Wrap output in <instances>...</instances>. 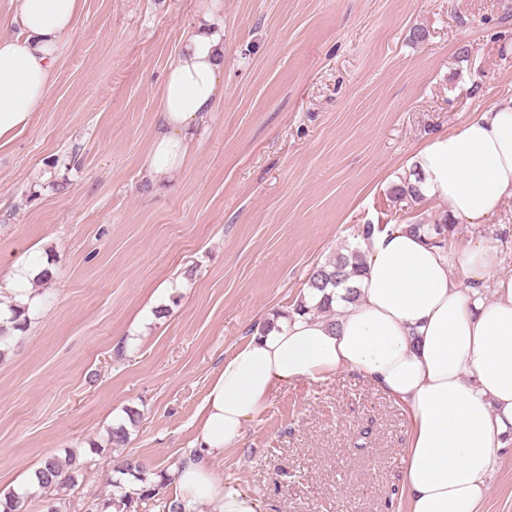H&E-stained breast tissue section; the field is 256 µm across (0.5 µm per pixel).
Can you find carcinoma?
<instances>
[{"instance_id":"1","label":"carcinoma","mask_w":512,"mask_h":512,"mask_svg":"<svg viewBox=\"0 0 512 512\" xmlns=\"http://www.w3.org/2000/svg\"><path fill=\"white\" fill-rule=\"evenodd\" d=\"M421 177L417 172L403 177L400 182L391 188V194L399 202L417 203L422 201L423 195L419 183ZM408 228L414 232L423 233L442 246L447 245L448 237L455 233L456 225L448 223L444 216L434 224H410ZM364 255L358 249H350L345 253H338L328 259L324 264L318 265L309 274L305 288L300 292L293 303V310L298 313H321L334 318L333 308L334 290L345 289L343 299L347 302L355 298L356 290L351 283L363 272ZM11 327L6 329L0 325V357L4 356L13 345L16 333L22 332L30 321L29 305L11 304ZM82 463L71 455L61 460L55 455L46 457L34 471V475L45 493L57 492L75 485L76 474L81 471ZM147 467L143 463L130 458L117 459L112 465V507L116 512H137V509L149 504L157 503L162 512H185L183 503L176 499L159 498L160 489L169 480L165 473L159 474L160 480L145 484ZM132 477L143 483V486L134 492L125 490L124 481ZM27 499L25 495L10 491L0 497V507L3 512H27Z\"/></svg>"}]
</instances>
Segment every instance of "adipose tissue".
I'll return each instance as SVG.
<instances>
[{
    "label": "adipose tissue",
    "instance_id": "adipose-tissue-1",
    "mask_svg": "<svg viewBox=\"0 0 512 512\" xmlns=\"http://www.w3.org/2000/svg\"><path fill=\"white\" fill-rule=\"evenodd\" d=\"M81 8L82 0H19V34H0V141L28 126ZM224 51V25L205 12L166 72L145 179L176 177L195 150L224 91ZM413 162L424 198L449 220L491 223L512 199V97L436 136ZM360 248L356 300L339 317L268 314L212 375L194 446L174 469L184 505L259 512L212 460L239 445L277 390L352 372L408 416L403 512H477L499 449L512 445V275L496 274L483 241L454 253L403 224L374 231ZM456 263L465 279L452 276Z\"/></svg>",
    "mask_w": 512,
    "mask_h": 512
}]
</instances>
